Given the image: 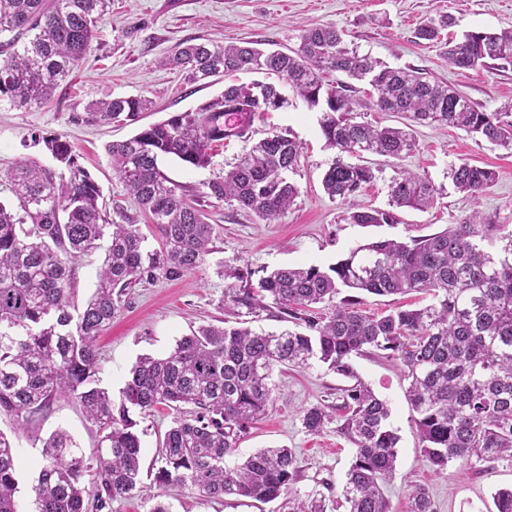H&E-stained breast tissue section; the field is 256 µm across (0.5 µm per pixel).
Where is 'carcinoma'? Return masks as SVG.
I'll return each mask as SVG.
<instances>
[{"mask_svg": "<svg viewBox=\"0 0 512 512\" xmlns=\"http://www.w3.org/2000/svg\"><path fill=\"white\" fill-rule=\"evenodd\" d=\"M109 4L0 0V102L30 110L49 101L91 53ZM453 26L449 15L429 16L416 37L438 41ZM444 55L458 69L491 61L512 65V30L466 31L446 40ZM162 63L181 69L192 83L237 73H262L287 83L321 113L322 136L337 150L322 186L329 197L350 206L354 224H396L393 209L427 208L441 196L428 179L401 170L388 185L389 209L359 207L358 197L378 172L367 156L401 159L417 151V142L408 125L364 120L355 81L368 82L377 112L401 114L418 125L452 126L512 150V102L483 111L417 68L392 67L349 46L333 25L304 29L298 47L289 52L186 41L175 44ZM330 73L346 80L329 84ZM287 104L274 83H231L219 98L108 146L114 175L161 235L159 252L145 251L134 225L107 219L99 207L101 188L68 141L43 138L66 170L60 176L31 160L16 164L11 175L16 203L0 202V413L16 421L14 436L0 432V512H19L15 436L60 396L79 402L101 436L90 457L63 430L44 441L33 487L36 512H108L112 502L140 489L141 441L133 413L162 406L176 416L159 450L158 486H190L212 498L261 504L282 498L288 512H327L321 500L292 495L300 473L292 448H260L233 466L225 463L274 407L275 369L314 361L353 380L338 395V408L344 410L338 431L354 452L336 508L390 512L381 484L395 469L399 436L389 422L388 404L350 362L371 351L397 363L409 380L422 452L436 470L454 460L512 464V232L479 211L433 235L360 244L326 270L287 266L256 280L250 273L240 275L245 284L225 295V310H265L270 298L280 318L305 331L202 326L164 356L139 357L119 400L92 386L95 340L112 322L124 291L160 276L179 278L210 253L214 225L162 172L159 160L174 156L205 167L212 147L249 137L255 119ZM149 105L142 96L118 97L90 104L87 115L101 123L122 114L132 121ZM300 154L293 138L272 132L211 182L210 193L272 223L298 194L288 174ZM448 179L455 190L477 198L496 181V172L462 160L449 165ZM106 237L95 291L78 307L74 262L100 249ZM343 288L351 294L333 305L330 315L315 313V305L333 301ZM410 293L431 301L381 314L362 310L366 295ZM331 409L321 402L302 409L306 433H321L332 419ZM90 472L92 492L83 483ZM408 500L410 512H436L421 485L410 488ZM493 504L494 512H512V486L497 489Z\"/></svg>", "mask_w": 512, "mask_h": 512, "instance_id": "1", "label": "carcinoma"}]
</instances>
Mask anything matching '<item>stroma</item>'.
<instances>
[{"label":"stroma","instance_id":"obj_1","mask_svg":"<svg viewBox=\"0 0 512 512\" xmlns=\"http://www.w3.org/2000/svg\"><path fill=\"white\" fill-rule=\"evenodd\" d=\"M442 11L457 20L454 35L469 30L512 29V0H112L100 23L92 53L63 82L50 102L37 109H16L0 103V200L12 201L10 174L18 159L29 158L51 167L55 161L44 146L47 137H64L102 189L104 206L119 202L118 221L136 225L148 251L162 248L157 228L150 224L137 202L126 195L112 172L109 144L122 141L139 128L195 108L220 96L223 82L190 83L182 72L163 66L164 54L183 41L220 44L253 42L268 50L297 48L302 29L309 24H331L346 33L348 42L393 66H412L431 79L462 92L487 112L512 101V65L474 70L450 67L438 47L419 40L415 31L430 14ZM142 96L152 102L137 122L88 121L89 103L115 97ZM255 137L277 131L289 134L301 146L298 168L292 179L299 194L274 223L259 220L252 212L214 198L209 183L222 177L249 147L234 139L214 148L208 166L194 168L174 158H164L160 168L180 184L188 198L207 213L215 227L211 252L194 271L176 280L163 278L127 289L112 322L96 342L100 387L119 395L136 360L145 354L163 355L177 340L207 324L242 321L257 332H281L288 322L276 311L259 315L224 310L228 289L238 287L237 272L270 271L278 267L317 265L328 268L351 247L371 238L409 240L445 230L472 211L495 216L512 225V151L487 141H477L448 126H415L417 151L398 163L376 158L383 172L360 196L369 209L387 208L388 184L395 169H407L442 187L434 206L424 210H398V223L363 227L350 223L349 209L329 198L322 177L336 155L326 146L319 128L318 111L300 99L266 113L253 124ZM490 168L496 181L479 198L453 190L448 166L459 160ZM363 381L388 402L391 422L400 436L396 469L382 490L390 512H407L409 485L426 486L437 512H491L492 493L512 485V466L505 463L475 467L462 461L435 471L421 451L415 414L407 399L408 383L399 366L378 353L354 357ZM279 399L244 441L239 455L259 448L285 446L295 449L302 469L292 491L299 497L339 495L352 458L351 443L330 422L321 434L303 429L299 412L312 404L335 402L336 388L344 381L326 366L315 363L275 373ZM170 410L139 415L142 446V481L152 486L160 465L159 448L172 424ZM65 430L85 452L99 440L97 427L76 401L55 400L50 409L32 418L27 432L19 434L20 512H32L31 486L42 459L44 441L56 430ZM168 512H277L278 503L255 507L248 499L210 498L187 487L162 489Z\"/></svg>","mask_w":512,"mask_h":512}]
</instances>
